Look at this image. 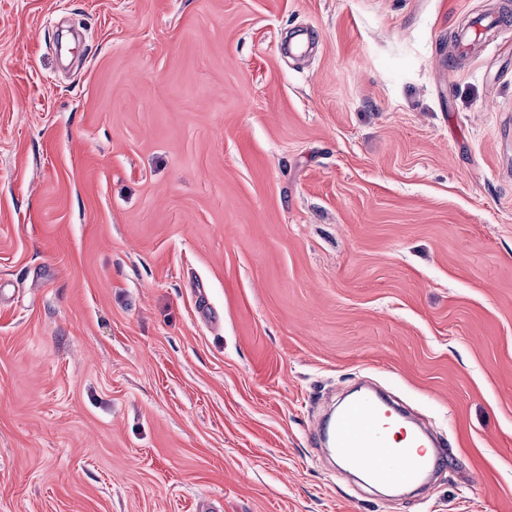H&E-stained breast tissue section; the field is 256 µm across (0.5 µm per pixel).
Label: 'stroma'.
<instances>
[{"label": "stroma", "instance_id": "35a3bbf8", "mask_svg": "<svg viewBox=\"0 0 512 512\" xmlns=\"http://www.w3.org/2000/svg\"><path fill=\"white\" fill-rule=\"evenodd\" d=\"M501 0H0V512H512ZM362 382L449 448L385 500ZM511 30L512 12L510 6H505L489 21L478 18L468 28L458 31L455 36L457 49L461 54L475 50L483 54L494 52L499 38Z\"/></svg>", "mask_w": 512, "mask_h": 512}]
</instances>
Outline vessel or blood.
<instances>
[{"instance_id": "b4317fda", "label": "vessel or blood", "mask_w": 512, "mask_h": 512, "mask_svg": "<svg viewBox=\"0 0 512 512\" xmlns=\"http://www.w3.org/2000/svg\"><path fill=\"white\" fill-rule=\"evenodd\" d=\"M512 31V9L503 8L491 19L474 20L456 34L457 49L467 54L494 52L500 37ZM315 445L325 446L341 467L363 473L376 485L401 490L418 484L440 467L446 453L442 446L428 448L415 430L401 425L396 410L366 392L347 404L334 422L311 430Z\"/></svg>"}]
</instances>
